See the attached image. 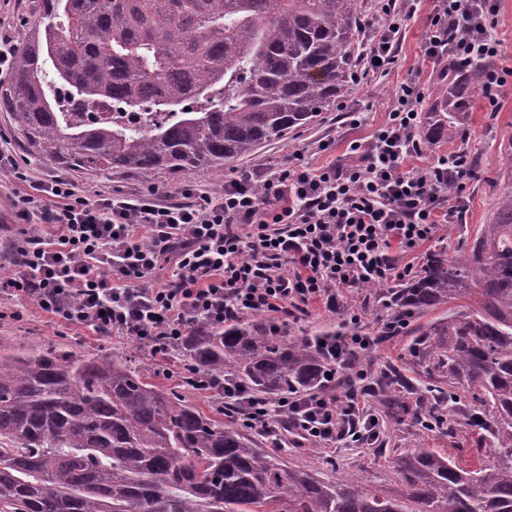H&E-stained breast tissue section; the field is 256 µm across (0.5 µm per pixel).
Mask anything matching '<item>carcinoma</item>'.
<instances>
[{
	"label": "carcinoma",
	"instance_id": "obj_1",
	"mask_svg": "<svg viewBox=\"0 0 512 512\" xmlns=\"http://www.w3.org/2000/svg\"><path fill=\"white\" fill-rule=\"evenodd\" d=\"M367 0H43L0 111L31 155L106 177L178 178L218 169L311 125L352 90ZM431 113L441 138L482 84L455 75ZM141 112L143 123L97 115ZM385 320L440 308L408 347L412 382L388 365L374 391L426 429H474L492 465L419 447L396 459L397 490L323 481L266 453L149 381L148 369L0 342V512H512V188L470 248L441 246L421 270L373 289ZM193 367L277 399L331 382L311 336L258 318L199 325L178 348ZM472 411L464 414L458 389Z\"/></svg>",
	"mask_w": 512,
	"mask_h": 512
}]
</instances>
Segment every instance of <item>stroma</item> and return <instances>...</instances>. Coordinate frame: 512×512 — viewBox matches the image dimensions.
<instances>
[{"label": "stroma", "instance_id": "obj_1", "mask_svg": "<svg viewBox=\"0 0 512 512\" xmlns=\"http://www.w3.org/2000/svg\"><path fill=\"white\" fill-rule=\"evenodd\" d=\"M41 0H0V18L4 19L5 31L13 40H20L31 24L40 17ZM432 0H418L416 11L397 37V60L385 75L370 79L358 93L344 98L343 105L323 113L320 121L296 129L282 141L263 144L252 155L225 163L215 171L190 174L169 183H157L138 176L105 177L91 175L76 169L47 165L31 156L21 137L14 131L7 113L0 112V133L11 143L20 170L29 179L21 181L9 172L0 174V237L16 234L19 220L11 206L15 193L30 192L37 179L64 176L76 184L85 196H93L97 190L127 195L134 199H157L164 202H185L183 189L186 185H198L213 189L214 185L237 177L242 170L255 166H277L297 157L314 168L333 164L343 157L352 142H367L373 132L388 118L392 101L399 85L411 76H418L425 84L430 98H437L440 80L423 56L424 35L428 16L432 13ZM362 112L363 120L354 126L347 122V110ZM462 129L464 138L448 142L434 139L423 148L422 162L428 163L453 151H463L475 171V177L467 182L461 192L463 206L448 223L440 225L436 238L448 248L449 256H456L470 240L478 226L487 223L496 196L512 181V162L508 161L503 146L512 140V89L499 99L497 111H489L483 96L470 101ZM333 140L334 146L326 152L314 153V142ZM23 318L18 322H0V336L9 339L13 347L29 352L44 346H56L78 354H90L98 358L127 359L137 365L156 368L149 347L129 336L100 337L85 328L68 325L51 319L31 304L20 307ZM418 316H408L405 327L381 347L370 352L365 362L372 373H379L388 364L404 365L408 362V345ZM384 427L393 438L389 448H340L336 452H322L307 447L273 449L265 435L249 431V438L261 450H275L277 456L296 464L323 479L351 477L380 493L389 494L395 489V461L416 446L425 445L463 465L489 464L494 460L489 449L476 447L468 426H461L456 435L420 431L412 423L394 425L392 418H385Z\"/></svg>", "mask_w": 512, "mask_h": 512}]
</instances>
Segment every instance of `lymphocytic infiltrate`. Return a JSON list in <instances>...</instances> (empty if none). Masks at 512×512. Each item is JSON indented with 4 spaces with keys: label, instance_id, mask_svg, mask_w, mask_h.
<instances>
[{
    "label": "lymphocytic infiltrate",
    "instance_id": "f902f5d3",
    "mask_svg": "<svg viewBox=\"0 0 512 512\" xmlns=\"http://www.w3.org/2000/svg\"><path fill=\"white\" fill-rule=\"evenodd\" d=\"M379 5L361 26L358 86L395 63L396 36L412 13L402 0ZM497 27L494 0H437L423 46L434 67L481 68L492 107L508 76L497 63ZM427 97L419 80L407 79L386 123L343 159L324 168L248 169L215 195L192 185L196 205L134 203L107 191L90 199L60 177L37 183L35 193L12 201L26 226L7 246L22 268L0 281V319L17 318V304L30 303L98 336L133 337L163 360L191 325L266 314L277 334L315 298L356 327L362 314L342 305V289L412 276L408 255L459 209L456 193L471 174L459 151L414 165ZM164 261L171 273L154 281ZM368 378L354 365L343 390L274 402L193 368L179 380L221 396L246 428L277 445L329 450L379 435Z\"/></svg>",
    "mask_w": 512,
    "mask_h": 512
}]
</instances>
